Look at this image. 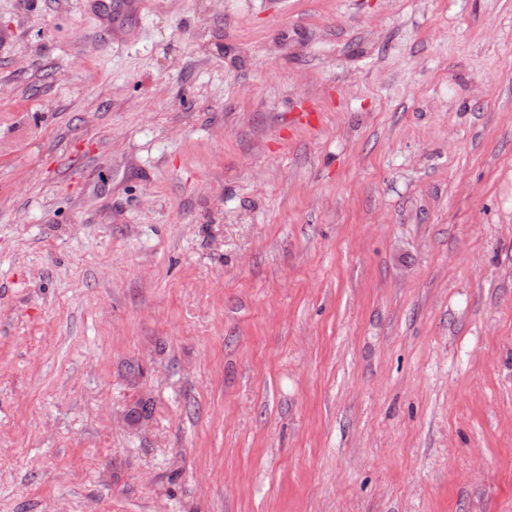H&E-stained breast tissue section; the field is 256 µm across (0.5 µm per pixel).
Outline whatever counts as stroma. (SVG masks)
Wrapping results in <instances>:
<instances>
[{
  "mask_svg": "<svg viewBox=\"0 0 512 512\" xmlns=\"http://www.w3.org/2000/svg\"><path fill=\"white\" fill-rule=\"evenodd\" d=\"M0 512H512V0H0ZM94 11L100 21L112 27V22H116L122 16L133 12L141 1L138 0H95Z\"/></svg>",
  "mask_w": 512,
  "mask_h": 512,
  "instance_id": "1",
  "label": "stroma"
}]
</instances>
